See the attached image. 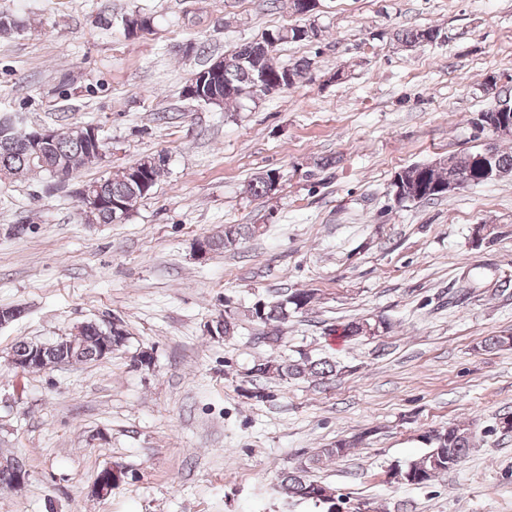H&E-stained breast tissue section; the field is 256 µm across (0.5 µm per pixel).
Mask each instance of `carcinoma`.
Here are the masks:
<instances>
[{
  "label": "carcinoma",
  "mask_w": 512,
  "mask_h": 512,
  "mask_svg": "<svg viewBox=\"0 0 512 512\" xmlns=\"http://www.w3.org/2000/svg\"><path fill=\"white\" fill-rule=\"evenodd\" d=\"M394 38L406 47L423 46L434 43L439 38V31L431 27L404 30L395 33ZM304 39L305 36L297 34L293 29L291 36L278 38L264 49L258 42L240 46L223 58L224 79L214 87L211 95L222 99L225 104L249 95V89L253 85L252 69L242 68L235 63V57L244 53L255 55V65L266 76V81L270 85L276 87L282 84L286 88L292 87L302 78L310 62L305 60L293 66H281L273 63V59L282 44ZM31 138L32 132H23L14 126L8 132L0 131V179L12 182L32 174L43 173L51 178L59 173L68 175L89 165L98 164L105 158L103 154L90 151L83 141L72 133L70 126L64 128L61 137L42 148V157L39 159L30 157ZM481 153L480 149L468 151L451 156L444 163L416 164L403 168L394 177L402 187L400 200L433 201L442 197L438 187L458 179L467 184L485 182L476 161L477 155ZM150 159L151 156H144L118 174L94 181V185L107 201L125 202L133 208L145 194L126 172L142 170ZM491 164L504 175H512V151L493 148ZM274 175L275 172L269 171L255 177L248 184L249 193L256 197L269 196ZM252 232L253 228L247 224H232L224 234L210 237V252L231 247ZM313 299L314 294L303 290L278 293L255 302L249 309V315L255 321L273 326L271 333L263 337V340L274 345L280 340L279 326L287 323L294 315L308 311ZM367 327L384 330L387 323L352 320L343 325V337L349 341L362 339L366 337ZM99 340L98 330L92 324L87 325L82 338L83 351L76 361L97 360ZM44 358V362L34 366L36 371H45L53 365L70 362L69 355L64 352L61 345L52 342L45 348ZM252 372L265 378H313L324 383L336 377L337 365L326 357L314 358L309 353L300 351L297 357L289 360L267 358L255 364ZM424 441L428 445L426 452L411 461L400 472L402 478L410 484H427L456 467L473 448L474 435L468 426L451 423L444 429L428 432L424 435ZM360 443L362 437L359 436L351 440H338L330 447L320 449L303 464L282 474V488L288 496L311 502L321 509V512H343L347 509V499L336 494L330 486L310 479L309 473L313 469H320L347 457L350 450Z\"/></svg>",
  "instance_id": "obj_1"
}]
</instances>
